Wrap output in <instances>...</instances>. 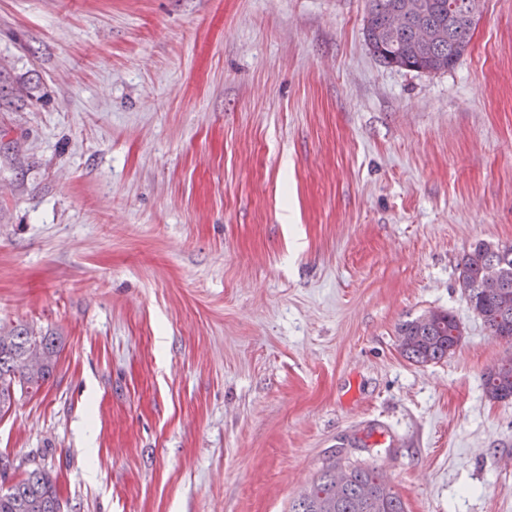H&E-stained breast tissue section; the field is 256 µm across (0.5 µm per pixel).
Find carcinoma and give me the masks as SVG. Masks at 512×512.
Wrapping results in <instances>:
<instances>
[{
    "mask_svg": "<svg viewBox=\"0 0 512 512\" xmlns=\"http://www.w3.org/2000/svg\"><path fill=\"white\" fill-rule=\"evenodd\" d=\"M481 0H416L417 8L404 27L392 34L386 16L404 0H370L364 35L372 54L383 64L399 69L436 71L452 67L466 51L474 32L467 25L471 2ZM428 24L442 31L433 45L416 42L414 28ZM496 270L494 280L487 271ZM459 281L470 307L492 336L512 340V245L480 242L462 258ZM462 339V328L454 315L439 312L430 325L420 319L398 328L402 354L418 365L436 363L453 354ZM60 353L57 338L19 325L0 336V414L7 413L16 394L40 390L51 377ZM488 397L512 399V364H500L484 374ZM348 472V481L336 487L337 467ZM0 512H61L54 480L49 472L35 468L0 492ZM290 512H407L401 495L386 485L374 468L341 464L334 459L323 465L317 478L291 505Z\"/></svg>",
    "mask_w": 512,
    "mask_h": 512,
    "instance_id": "cac0c4a2",
    "label": "carcinoma"
}]
</instances>
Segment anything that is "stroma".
<instances>
[{
	"label": "stroma",
	"instance_id": "35a3bbf8",
	"mask_svg": "<svg viewBox=\"0 0 512 512\" xmlns=\"http://www.w3.org/2000/svg\"><path fill=\"white\" fill-rule=\"evenodd\" d=\"M369 0H0V327L60 337L0 472L62 512H288L335 454L512 512V358L458 283L512 245V0L439 72ZM455 315L420 366L397 330ZM436 312L422 317L424 323L434 321ZM398 341L402 354L418 365L436 363L453 354L462 339V328L454 315L438 312L430 325L420 318L407 321L398 328ZM484 386L488 397L496 401L512 399V363L500 364L484 374Z\"/></svg>",
	"mask_w": 512,
	"mask_h": 512
}]
</instances>
